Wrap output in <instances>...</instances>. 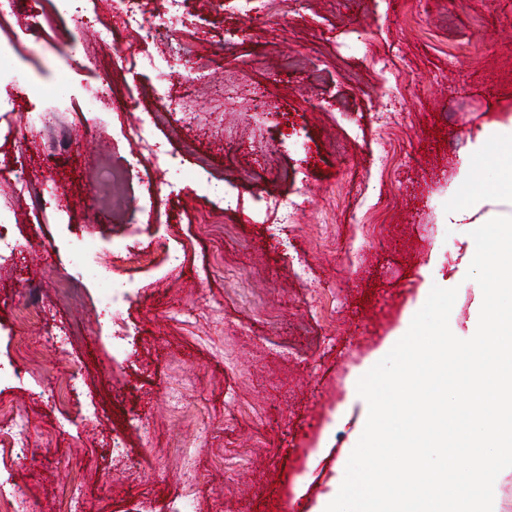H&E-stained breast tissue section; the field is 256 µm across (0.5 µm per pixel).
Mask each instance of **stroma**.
Instances as JSON below:
<instances>
[{"label": "stroma", "mask_w": 512, "mask_h": 512, "mask_svg": "<svg viewBox=\"0 0 512 512\" xmlns=\"http://www.w3.org/2000/svg\"><path fill=\"white\" fill-rule=\"evenodd\" d=\"M182 18L197 73L170 38L101 48L96 71L31 42L0 57L52 90L0 109V164L23 162L48 201L32 214L0 178L15 245L0 400L29 421L24 460L0 439V499L22 512H68L75 495L79 512H172L184 495L196 512H316L366 423L355 378L425 289L457 287L462 336L482 300L462 265L472 227L444 214L470 133L512 111V0H272L259 14L184 0ZM106 80L112 107L89 125L87 91ZM161 88L178 101L164 124ZM51 107L54 145L21 139L23 116ZM124 126L151 131L169 163ZM117 245L142 261L114 322L100 300L120 279L76 256ZM77 268L83 298L62 301L54 284Z\"/></svg>", "instance_id": "35a3bbf8"}]
</instances>
